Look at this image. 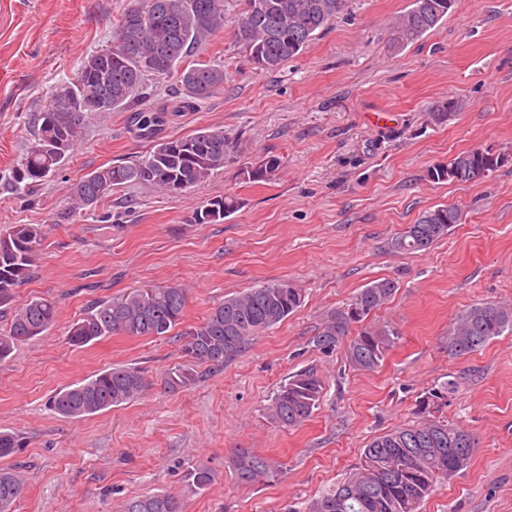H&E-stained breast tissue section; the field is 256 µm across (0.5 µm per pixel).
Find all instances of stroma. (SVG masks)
I'll use <instances>...</instances> for the list:
<instances>
[{
  "label": "stroma",
  "instance_id": "obj_1",
  "mask_svg": "<svg viewBox=\"0 0 512 512\" xmlns=\"http://www.w3.org/2000/svg\"><path fill=\"white\" fill-rule=\"evenodd\" d=\"M129 4L0 7V231L42 225L41 257L15 301L57 306L52 329L0 364V431L23 439L4 461L24 482L14 512H123L129 499L157 492L178 496L184 512H306L374 436L420 422V398L446 381L453 387L439 414L467 429L476 448L420 512H512V333L466 355L448 349L463 310L512 307V0H454L439 26L404 46L393 45L391 28L409 0H351L347 15L273 73L254 70L225 26L196 51L223 65V91L165 130L171 138L223 128L236 144L223 169L180 194L123 186L61 223L71 184L151 148L127 113L93 115L60 170L21 192L10 185L32 114L88 53L110 45L112 21ZM448 100V122L428 123L426 112ZM378 111L388 120L372 121ZM476 148L506 157L486 181L430 180V169ZM269 155L284 161L277 175L250 182L247 168ZM226 194L238 211L220 224L192 223L197 208ZM437 205L459 209L461 223L428 251H392L391 239ZM283 279L302 289L303 305L176 392L156 380L182 362L178 337L66 341L92 304L134 288L183 285L192 324L224 297ZM381 279L398 289L372 319L401 337L378 369L357 372L346 342L323 350L313 339L328 311ZM117 366L139 368L152 388L83 419L48 410L56 390ZM307 368L322 377L324 398L301 426L279 427L265 409L289 374ZM239 448L279 471L240 483L229 467ZM196 463L213 475L201 491L189 477Z\"/></svg>",
  "mask_w": 512,
  "mask_h": 512
}]
</instances>
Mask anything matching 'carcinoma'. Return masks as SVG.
Here are the masks:
<instances>
[{
    "label": "carcinoma",
    "mask_w": 512,
    "mask_h": 512,
    "mask_svg": "<svg viewBox=\"0 0 512 512\" xmlns=\"http://www.w3.org/2000/svg\"><path fill=\"white\" fill-rule=\"evenodd\" d=\"M234 34L258 71L274 72L295 59L336 18L346 14L350 0H237ZM450 0H410L409 8L394 28L395 44L411 43L435 29L448 15ZM224 0H134L113 24L112 44L96 50L80 63L69 80L51 90L43 108L33 118V138L11 181L16 188L27 180H42L69 159L81 129L93 113L129 112L143 95L150 76L175 73L185 89L177 112H188L224 89V66L206 61L188 63L197 46L224 28ZM455 104L442 102L428 112L429 121L444 124ZM167 107L139 113L140 137L153 142L142 159L113 163L82 176L72 184L62 220L94 207L112 196V190L132 184L180 194L224 168L234 148L221 127H204L177 138L155 140L165 122ZM283 161L266 156L246 170L259 182L275 176ZM504 164L490 150L473 149L448 159L430 172L437 182L472 183L489 178ZM240 207L234 196L216 197L197 209L194 224H217ZM462 221L461 212L446 205L427 210L393 238L391 248L419 253L444 239ZM44 237L40 224H16L0 233V305L14 299L15 289L29 278L37 263ZM397 284L377 280L360 290L351 306L325 315L314 343L321 349L336 346L349 336L352 325L363 322L395 293ZM301 289L279 280L230 295L211 308L198 323L178 336L185 361L160 375V385L177 391L195 381V367L222 365L236 356L255 336L286 321L302 306ZM188 293L182 285L136 288L90 307L68 330L73 346L119 333L131 337L164 338L184 322ZM56 321L54 302L33 298L16 307L10 327L0 333V362L18 345L49 331ZM512 332V309L483 302L464 310L448 331V348L455 355L471 353L505 332ZM399 338L390 323H370L347 345L346 357L354 369L376 370ZM152 386L144 372L132 367H111L56 391L48 402L54 413L81 419L128 404ZM325 385L312 370L287 378L268 407L269 418L283 428L302 425L323 398ZM445 382L425 392L419 401L423 421L374 437L363 449L359 464L347 478L312 499L307 512H418L436 485L448 480V469H466L475 438L445 419L432 415L431 406L449 392ZM22 447L21 438L0 432V459ZM237 480L256 484L278 471L272 459L240 448L232 458ZM22 491L16 472L0 468V512H13ZM124 512H183L181 500L168 493L142 495L128 500Z\"/></svg>",
    "instance_id": "1"
}]
</instances>
